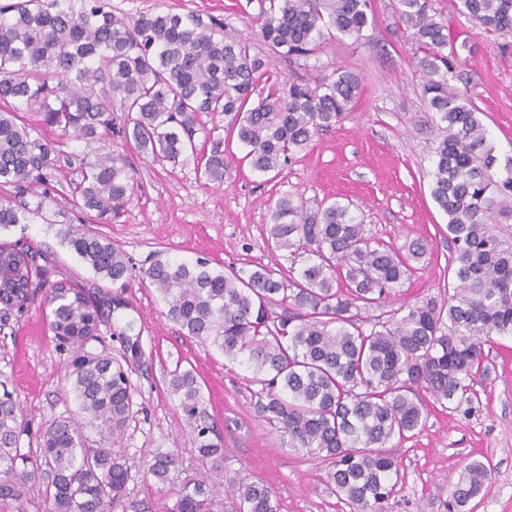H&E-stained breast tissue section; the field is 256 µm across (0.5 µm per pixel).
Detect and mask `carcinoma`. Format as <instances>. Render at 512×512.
<instances>
[{
	"instance_id": "carcinoma-1",
	"label": "carcinoma",
	"mask_w": 512,
	"mask_h": 512,
	"mask_svg": "<svg viewBox=\"0 0 512 512\" xmlns=\"http://www.w3.org/2000/svg\"><path fill=\"white\" fill-rule=\"evenodd\" d=\"M399 21L422 49L428 76V120L435 135L431 196L448 216L456 246L454 286L438 298L404 303L373 319L359 310L381 303L428 251L374 241L363 220L339 201L307 206L290 195L271 210L269 237L289 252L299 271L213 269L208 260L174 261L161 253L141 271L185 335L246 366L256 410L288 447L327 462V482L353 512H381L393 494L399 463L385 451L394 438L422 431L426 394L440 405L473 408L485 375L484 347L512 337V244L494 225L512 220V158L497 166L480 112L448 89L455 72L451 22L428 14V0H399ZM455 12L486 33H512V0H457ZM371 0H270L259 40L297 63L314 55L337 31L359 38L371 20ZM264 97L251 101L260 83ZM359 78L336 70L314 83L279 80L249 41L212 16L112 12L106 0H6L0 3V231L25 224L54 201L51 184L59 144L39 134L57 129L96 142L82 159L71 197L101 223L131 201L137 173L112 145V113H127L121 137L154 163L197 158L195 134L203 114L228 118L227 131L247 149L259 173L288 164L316 134L338 123L357 98ZM202 173L224 183V138L212 137ZM37 195L35 208L24 201ZM61 243L104 281L127 287L129 261L112 241L67 224ZM0 259L15 265L19 291L4 310L23 309L46 290L49 326L68 354L67 377L79 413L99 429L91 440L72 418L54 420L24 445L30 430L20 401L0 397V512H28L30 491L41 489L44 512H117L133 468L165 482L177 458L145 453L139 460L114 451L136 414L132 373L145 351L141 332L123 312L121 293L95 296L77 281L49 283L46 255L29 245L0 244ZM112 324L118 354L91 347L100 326ZM170 392L202 466L224 477V444L196 376L174 370ZM490 472L468 462L450 492L461 512L483 493ZM238 512H279L261 482L230 477ZM213 490L197 479L179 494L177 512H210Z\"/></svg>"
}]
</instances>
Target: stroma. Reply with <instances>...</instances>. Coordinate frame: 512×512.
I'll return each instance as SVG.
<instances>
[{
    "label": "stroma",
    "instance_id": "stroma-1",
    "mask_svg": "<svg viewBox=\"0 0 512 512\" xmlns=\"http://www.w3.org/2000/svg\"><path fill=\"white\" fill-rule=\"evenodd\" d=\"M399 0H372L374 22L362 38L337 36L295 70L287 60L268 54V68L279 77L298 72L307 81L343 67L357 74L361 94L354 108L282 170L260 174L245 160L224 117L203 116L206 128L224 136V160L230 170L223 185L206 181L194 162L159 165L129 151L137 172L132 202L109 224L92 231L112 240L135 266L154 254L192 261L208 258L213 267L250 270L263 265L288 271L291 262L267 245L269 215L285 196L316 206L321 199L350 204L374 240L397 248L415 239L430 248L412 274L385 303L361 309L370 318L406 302L439 297L448 283L455 247L448 238V218L431 197L433 138L418 66L420 53L399 24ZM115 13L138 18L143 13L173 11L211 14L228 32L254 37L262 22L263 0H109ZM436 18L451 20L453 47L460 66L449 87L470 99L499 157L512 156V34L489 35L455 15L451 0H428ZM54 173V197L45 216L0 233L1 242L37 245L50 256L52 280L79 279L101 292H115L96 278L57 235L60 225L74 224L79 212L71 204L69 184L77 179L85 142L65 140ZM130 313L141 329L146 355L133 373L140 412L120 443L127 456L144 451L178 449L179 462L166 482L132 471L124 512H175L184 485L199 478L194 450L177 399L168 389L174 369L193 370L205 405L224 440V473L260 480L276 494L279 512H351L326 481L321 460L296 453L286 438L272 431L256 411L258 384L246 367L229 361L215 348L184 336L166 317L156 288L135 279L125 292ZM488 369L475 386L478 401L470 415L432 404L422 432L387 444L399 462L395 492L382 512H449V491L462 468L482 461L491 483L465 512H512V338L498 340L486 353ZM17 396L32 429L77 414L65 369L55 347L46 311L34 300L22 311L0 312V393Z\"/></svg>",
    "mask_w": 512,
    "mask_h": 512
}]
</instances>
